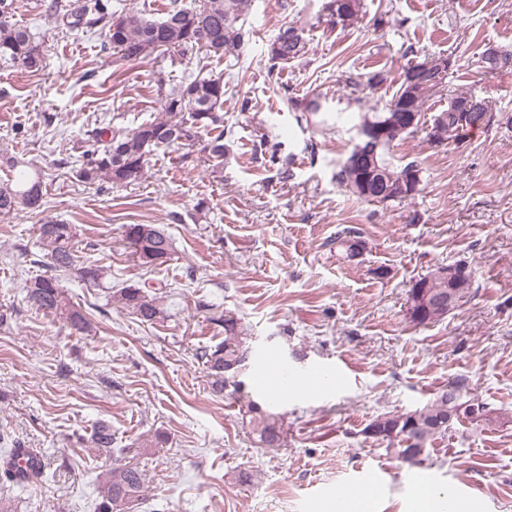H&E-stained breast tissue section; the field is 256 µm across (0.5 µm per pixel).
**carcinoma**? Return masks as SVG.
Returning a JSON list of instances; mask_svg holds the SVG:
<instances>
[{
	"label": "carcinoma",
	"mask_w": 512,
	"mask_h": 512,
	"mask_svg": "<svg viewBox=\"0 0 512 512\" xmlns=\"http://www.w3.org/2000/svg\"><path fill=\"white\" fill-rule=\"evenodd\" d=\"M250 0H198L194 7H185L173 0L167 13L159 20L146 17L135 9H126L111 0H50L45 4V15L70 31L98 32L103 37L102 49L126 61L144 59L155 52L169 54L171 65L188 64L191 60L211 56L232 55L240 57L242 49L250 43L254 32L245 28V15ZM364 0H323L320 14L343 28L363 16ZM16 0H0V64L21 66L36 72L43 67L41 45L30 30L13 22ZM304 28L294 22L283 23L276 36L269 40L267 57L268 75L275 69L306 53ZM455 59L450 55H434L412 63L398 74L374 71L356 77L349 76L344 87L350 92H373L387 85H397L396 91L382 109H371L358 115L356 129L366 126L390 128L383 139L357 135L355 144L336 172V180L350 193L366 202L383 203L366 191L375 182H398L406 177V190L412 195L422 191L423 175L420 164L410 161L396 165L391 161L390 148L397 140L413 134L418 126L402 123L406 112L423 115L425 104L435 92L446 84ZM451 98L470 109L460 113L444 110L443 127L438 132L427 133L431 144L442 145L459 142L475 130L487 129L496 122V113L489 102L476 97L471 91L453 90ZM157 101L161 116L143 121L132 127L97 126L88 131L89 149L83 154L76 177L86 184L107 180L114 185H128L141 181L147 174L152 152L160 147L202 144L201 151L217 160L224 158V77L184 76L181 81L165 89L158 84ZM292 108L299 112L297 121H306L317 127L330 125L338 116L324 108L320 98L302 103L287 98ZM42 174L33 168L22 169L11 183L0 184V215L7 216L20 207L38 211L44 207ZM76 227L73 224L48 220L39 225L37 247L50 265L87 287H97L107 277V269L98 264L85 263L75 254ZM124 241L132 248L133 255L144 265L163 264L170 259L172 243L166 230L159 224H127ZM443 265H438L428 275L417 280L408 291V309L425 311L424 318L413 320L417 326L437 323L445 313L428 311L422 297L423 291L432 294L446 293L448 287L459 288L462 302L471 295L473 278L459 283L439 275ZM26 299L36 310L52 314L65 321L70 329L85 333L90 322L78 309L69 306L59 279L54 275L38 274L26 281ZM109 301L143 322L152 323L161 310L155 298L135 286L118 288ZM213 323L223 328L224 342L201 351L200 359L206 364L212 389L216 392L241 394L245 384L239 380L247 367V337L239 330L238 319L230 314L213 318ZM459 399L469 403L463 410L466 415H481L486 409L470 396L468 382L458 378L451 383ZM251 434L260 448H278L285 435L284 420L265 409L254 400L246 404ZM408 412L385 413L373 419L365 428L371 436L386 443V451L402 463L418 465L423 459L406 456L410 441L428 442L448 433V391H442L424 406L415 409V423L408 426L403 417ZM95 447L106 454L112 453V429L99 424L91 435ZM14 448H0V470L5 480L35 483L42 476V464L33 466L29 473L15 478ZM147 469L143 465L114 462L106 469L97 485L96 512H129L133 502L142 496Z\"/></svg>",
	"instance_id": "carcinoma-1"
}]
</instances>
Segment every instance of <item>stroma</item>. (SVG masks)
<instances>
[{"mask_svg":"<svg viewBox=\"0 0 512 512\" xmlns=\"http://www.w3.org/2000/svg\"><path fill=\"white\" fill-rule=\"evenodd\" d=\"M42 3L17 0L15 13L42 45V69L0 65V182L7 157L31 162L45 201L43 213L0 217V436L36 451L44 473L26 487L0 481V496L16 512H94L111 459L89 437L103 421L124 461L148 466L132 512H324V492L353 496L372 473L381 482L371 512H413L424 483L466 512H512V69L476 65L486 49L512 52V0H365V16L346 28L318 20L320 0H252L245 63L211 57L186 68L163 54L115 60L99 37L46 18ZM289 21L304 27L306 53L268 73L261 51ZM433 54L454 55L458 68L431 111L463 86L492 104L497 122L460 144H429L422 130L396 142L394 164L421 165V193L399 204L358 200L337 183L338 164L360 107L393 89L358 104L340 98L342 79ZM187 71L226 77L223 163L199 146H172L152 153L139 183L80 182L64 160L85 131L153 119L158 81L176 84ZM317 93L344 124H297L288 97ZM264 136L291 178H279ZM47 218L75 225L80 259L109 269L98 288L59 276L91 323L83 335L25 300L26 279L48 271L25 254ZM126 224L163 225L171 259L141 265L123 241ZM349 225L364 243L354 259L333 243ZM456 262L474 272L470 299L443 321L414 325L409 288ZM131 284L156 295L164 318L144 323L108 305L110 289ZM202 297L210 309L197 307ZM217 312L237 314L250 338L249 398H263L267 350L288 369L290 390L274 404L287 428L280 448L255 447L246 400L211 390L197 355L224 339ZM460 376L489 414L460 417L428 443L422 464L398 461L365 434L378 415L424 406ZM157 431L164 447H139Z\"/></svg>","mask_w":512,"mask_h":512,"instance_id":"1","label":"stroma"}]
</instances>
